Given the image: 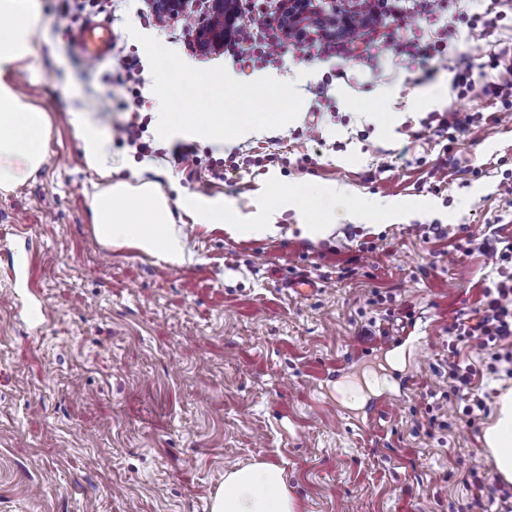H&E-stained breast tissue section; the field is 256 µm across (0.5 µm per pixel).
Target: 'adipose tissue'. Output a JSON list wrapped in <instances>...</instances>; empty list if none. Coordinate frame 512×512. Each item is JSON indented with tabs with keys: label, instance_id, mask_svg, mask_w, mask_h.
Returning <instances> with one entry per match:
<instances>
[{
	"label": "adipose tissue",
	"instance_id": "adipose-tissue-1",
	"mask_svg": "<svg viewBox=\"0 0 512 512\" xmlns=\"http://www.w3.org/2000/svg\"><path fill=\"white\" fill-rule=\"evenodd\" d=\"M41 20L33 0H0V191L9 192L26 183L45 164L49 119L10 80L32 54V41ZM218 97L204 100L194 111H183L178 102L163 99L157 130L165 137L193 134L222 146L234 116L225 104L236 101L232 85L223 76L213 77ZM71 124L80 142L84 166L102 178L89 197V211L97 240L106 246H129L181 267L194 260L185 235L175 220L176 211L193 216L206 228L224 225V201L185 193L169 198L158 182L138 184L112 181V141L97 120L75 112ZM484 451L491 457L497 477L512 483V391L498 403L493 423L483 435ZM212 512H298L281 468L254 463L231 470L217 491Z\"/></svg>",
	"mask_w": 512,
	"mask_h": 512
}]
</instances>
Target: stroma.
Instances as JSON below:
<instances>
[{
	"instance_id": "stroma-1",
	"label": "stroma",
	"mask_w": 512,
	"mask_h": 512,
	"mask_svg": "<svg viewBox=\"0 0 512 512\" xmlns=\"http://www.w3.org/2000/svg\"><path fill=\"white\" fill-rule=\"evenodd\" d=\"M36 6L33 55L12 78L51 133L46 164L0 192V512H211L225 472L257 461L283 469L299 512H512L470 483L473 463L494 471L481 446L496 400L473 423L458 418L449 362L471 366L477 388L486 371L469 345L447 349L449 324L475 317L496 276L458 240L512 242V196L500 189L512 178V115L489 93L507 78L490 56L512 43V19L474 36L468 21L491 0H447L455 32L423 70L388 55L203 53L194 33L207 0L163 23L152 0H102L90 20L111 28L112 53L92 62L82 23L59 0ZM160 44L181 65L173 91L193 84L199 101L221 73L247 94L243 118L288 121L220 149L194 139L199 164H178L155 128ZM118 54L138 60L141 84ZM467 59L474 83L459 97L451 80ZM339 66L347 77L336 81ZM77 110L107 130L118 178L138 171L165 190L220 196L241 219L275 184L300 204L275 210L280 231L265 238L192 228L176 213L188 266L103 246L86 198L99 177L79 164L69 122ZM432 112L464 132L449 140ZM132 121L146 125L153 157L123 142ZM312 218L333 225L327 239L301 237ZM22 252L16 281L6 269ZM298 275L317 294L284 288ZM376 290L389 305L371 304ZM339 369L362 386L357 402L340 393ZM435 393L449 396L448 426L431 430Z\"/></svg>"
}]
</instances>
